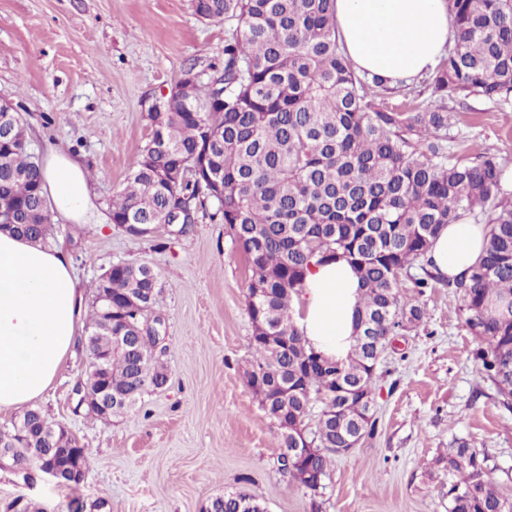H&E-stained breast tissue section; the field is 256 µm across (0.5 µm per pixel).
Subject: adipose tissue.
<instances>
[{
  "label": "adipose tissue",
  "mask_w": 512,
  "mask_h": 512,
  "mask_svg": "<svg viewBox=\"0 0 512 512\" xmlns=\"http://www.w3.org/2000/svg\"><path fill=\"white\" fill-rule=\"evenodd\" d=\"M343 50L354 70L396 85L433 73L453 36L447 0H335ZM43 190L54 212L88 223L95 205L85 165L48 150ZM485 225L464 218L441 229L430 247L434 272L467 277L483 253ZM358 274L339 258L312 262L296 296L295 324L306 344L343 362L356 339ZM83 290L68 252L0 233V412L39 398L76 344Z\"/></svg>",
  "instance_id": "obj_1"
}]
</instances>
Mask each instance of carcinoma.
<instances>
[{
	"instance_id": "cac0c4a2",
	"label": "carcinoma",
	"mask_w": 512,
	"mask_h": 512,
	"mask_svg": "<svg viewBox=\"0 0 512 512\" xmlns=\"http://www.w3.org/2000/svg\"><path fill=\"white\" fill-rule=\"evenodd\" d=\"M206 20L228 23L224 67L190 98L167 97L149 112L163 127L166 149L147 142L135 155L123 191L112 200V224L144 237L142 224L161 222L168 206L181 215L179 233L198 217L217 221L244 253L251 275L246 303L253 325L247 384L279 426V447L292 437L316 454L303 460L329 476L336 449L353 432L359 442L376 433V368L387 337L423 323L424 309L406 304L399 286L409 278L430 288V271L410 270L426 258L447 224L467 216L489 227L484 254L466 279L448 283L462 297L466 328L486 347L478 371L492 379L501 403L512 407V189L503 182L512 160L490 152L469 159L445 144L454 118L443 106L401 108L384 102L380 78L356 76L340 47L334 0H211L194 5ZM454 45L437 68L442 97L512 94V0H448ZM42 173L23 136L0 141V209L21 217L0 230L45 244L53 214L39 207ZM345 258L363 286L356 345L343 363L313 358L293 317V298L315 258ZM109 280L93 286L88 320L90 362L81 382L93 405L110 381L131 401L168 382L154 326L157 280L145 264L118 261ZM112 289V316L98 304ZM151 297L136 310L129 297ZM112 335L138 330L131 351L112 347ZM162 379V383L154 379ZM317 415H312L315 404ZM18 425L41 431L36 411ZM448 512H512L484 477V460L462 442L448 451Z\"/></svg>"
}]
</instances>
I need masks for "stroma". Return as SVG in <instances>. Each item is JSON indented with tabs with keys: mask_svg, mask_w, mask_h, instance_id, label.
Listing matches in <instances>:
<instances>
[{
	"mask_svg": "<svg viewBox=\"0 0 512 512\" xmlns=\"http://www.w3.org/2000/svg\"><path fill=\"white\" fill-rule=\"evenodd\" d=\"M224 22L199 18L192 0H0V100L25 122L36 155L60 148L89 172L99 223L73 231L55 219V241L92 288L117 260L147 264L162 289L169 380L142 407L108 421L74 414L69 394L88 363L68 355L36 404L87 448L79 490L37 474L0 471V508L20 497L47 512H202L249 480L269 512H311L309 496L277 466L279 431L246 383L252 324L250 271L223 225L198 218L187 234L161 224L149 237L114 226L112 197L126 185L135 153L151 136L147 114L184 71L205 81L224 65ZM388 104H443L432 76L394 87ZM447 104L448 142L465 154L512 158V97ZM402 301L426 310L421 327L396 337L378 368L377 432L334 461L322 512H448L452 476L444 461L459 442L485 458L486 478L512 500V410L481 379V341L463 322L447 283Z\"/></svg>",
	"mask_w": 512,
	"mask_h": 512,
	"instance_id": "35a3bbf8",
	"label": "stroma"
}]
</instances>
